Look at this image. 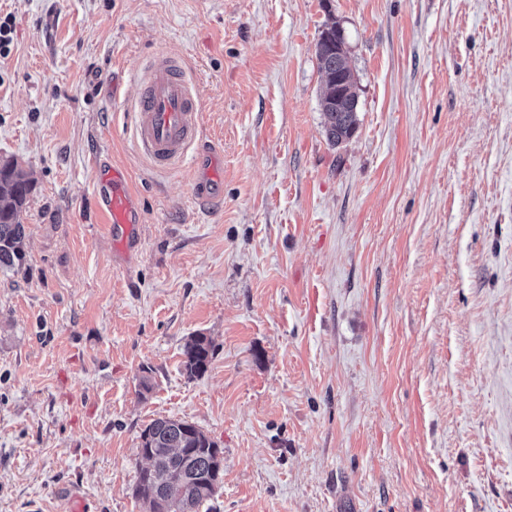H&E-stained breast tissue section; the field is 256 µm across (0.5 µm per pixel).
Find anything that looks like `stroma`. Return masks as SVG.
<instances>
[{"mask_svg":"<svg viewBox=\"0 0 512 512\" xmlns=\"http://www.w3.org/2000/svg\"><path fill=\"white\" fill-rule=\"evenodd\" d=\"M331 18L358 93L337 147ZM0 22V161L33 183L0 268V512L75 489L142 512L160 417L222 451L201 512H512V0H0ZM159 53L199 90L217 212L136 149L128 75ZM99 159L139 197L127 260ZM321 41L317 43V58L319 61V70L325 80L331 83L336 82V74L341 73L340 67L336 66V54H344L345 46L343 42L336 43L335 50H322V53L318 54V47ZM214 349L210 339L191 336L183 346V367L189 379L202 376L208 369Z\"/></svg>","mask_w":512,"mask_h":512,"instance_id":"35a3bbf8","label":"stroma"}]
</instances>
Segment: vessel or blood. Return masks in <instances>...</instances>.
<instances>
[{"mask_svg": "<svg viewBox=\"0 0 512 512\" xmlns=\"http://www.w3.org/2000/svg\"><path fill=\"white\" fill-rule=\"evenodd\" d=\"M131 79L139 89L134 103L138 149L160 168L187 160L200 164V157L190 154L199 134L198 97L183 76L178 58L158 54L147 70L132 74ZM194 198L200 206L210 209L219 204L222 193L213 172H205L195 183ZM95 205L116 247L121 253H128L138 238L142 217L124 167L113 164L100 170Z\"/></svg>", "mask_w": 512, "mask_h": 512, "instance_id": "1", "label": "vessel or blood"}]
</instances>
